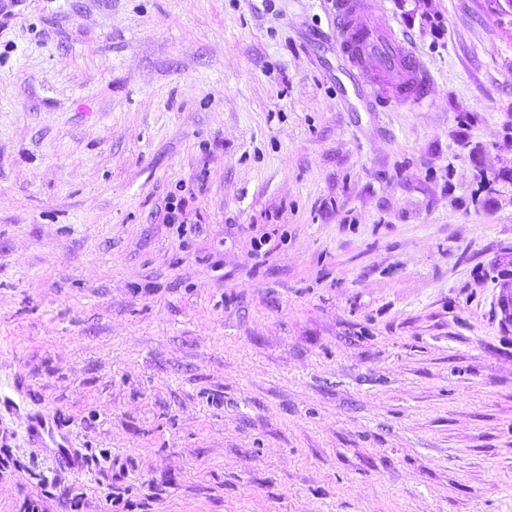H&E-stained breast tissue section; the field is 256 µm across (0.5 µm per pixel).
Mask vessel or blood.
Listing matches in <instances>:
<instances>
[{"instance_id":"1","label":"vessel or blood","mask_w":512,"mask_h":512,"mask_svg":"<svg viewBox=\"0 0 512 512\" xmlns=\"http://www.w3.org/2000/svg\"><path fill=\"white\" fill-rule=\"evenodd\" d=\"M326 4L344 66L368 104L382 110L393 100L417 104L426 98L430 77L404 35L390 24L373 25L377 0H326ZM30 434L56 461L79 469L78 449L50 419H37Z\"/></svg>"}]
</instances>
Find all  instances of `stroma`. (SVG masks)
Returning <instances> with one entry per match:
<instances>
[{"label": "stroma", "mask_w": 512, "mask_h": 512, "mask_svg": "<svg viewBox=\"0 0 512 512\" xmlns=\"http://www.w3.org/2000/svg\"><path fill=\"white\" fill-rule=\"evenodd\" d=\"M374 19L424 103L322 0H0V512H512V16ZM336 45L367 103L383 111L391 100L417 104L430 77L406 38L392 24L376 28L374 0H327ZM35 442L47 448L54 459L72 470L80 468L78 448H73L69 435L59 429L50 418H39L30 426Z\"/></svg>", "instance_id": "35a3bbf8"}]
</instances>
